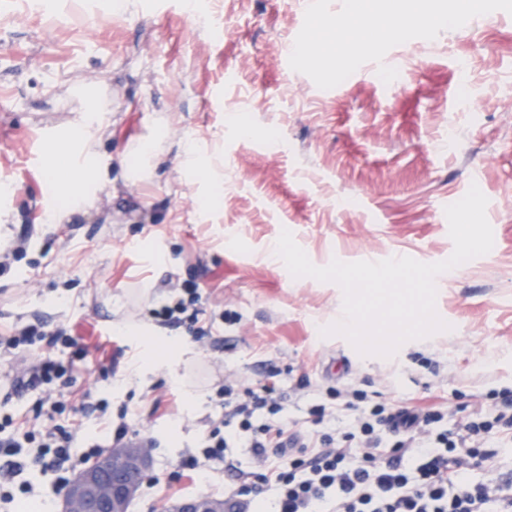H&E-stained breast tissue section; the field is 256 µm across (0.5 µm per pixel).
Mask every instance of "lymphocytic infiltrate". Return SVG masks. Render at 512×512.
Here are the masks:
<instances>
[{"label":"lymphocytic infiltrate","mask_w":512,"mask_h":512,"mask_svg":"<svg viewBox=\"0 0 512 512\" xmlns=\"http://www.w3.org/2000/svg\"><path fill=\"white\" fill-rule=\"evenodd\" d=\"M186 299L159 310L164 327L182 326L195 341L210 331L199 324V286L186 290ZM86 350L78 339L59 328L52 332L24 327L6 337L7 349L24 351L35 341ZM222 412L218 426L206 435L201 454L185 456L180 470L205 478L209 462L226 459L229 441L223 426L237 425L239 441L262 461L255 471H236L227 501H246L264 493L275 498V512H512V481L491 478L472 482L467 470L472 458H492L499 435L512 431V398H504L496 414L472 422L465 435L453 438L441 429L437 410L402 413L381 403H368L363 390L350 387L341 396L354 418L338 432L323 430L326 409L311 406L313 428L291 433L271 425L270 417L284 410V397L270 388H245L236 393L227 386L218 393ZM76 431L61 425L48 428L35 454L18 459L15 436L0 437V454L10 461L0 466V500L10 503L16 494H28V485L11 492L10 484L26 467L53 469L70 461Z\"/></svg>","instance_id":"f902f5d3"}]
</instances>
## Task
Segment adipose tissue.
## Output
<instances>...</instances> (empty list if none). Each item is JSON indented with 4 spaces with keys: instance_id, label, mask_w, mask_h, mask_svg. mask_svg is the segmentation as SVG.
<instances>
[{
    "instance_id": "obj_1",
    "label": "adipose tissue",
    "mask_w": 512,
    "mask_h": 512,
    "mask_svg": "<svg viewBox=\"0 0 512 512\" xmlns=\"http://www.w3.org/2000/svg\"><path fill=\"white\" fill-rule=\"evenodd\" d=\"M94 140L90 125L82 124L70 130L67 143L53 145L48 153L46 174L51 177L56 169H63L69 207L84 206L90 187L99 179ZM183 165L191 174L206 175L210 193L204 205L208 208L217 206L224 190V166L219 153L203 154L190 143L183 150Z\"/></svg>"
}]
</instances>
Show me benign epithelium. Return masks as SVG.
I'll list each match as a JSON object with an SVG mask.
<instances>
[{"mask_svg": "<svg viewBox=\"0 0 512 512\" xmlns=\"http://www.w3.org/2000/svg\"><path fill=\"white\" fill-rule=\"evenodd\" d=\"M151 467L147 444L116 445L67 483L59 512H130ZM174 512H230V505L199 495L179 502Z\"/></svg>", "mask_w": 512, "mask_h": 512, "instance_id": "7a95c632", "label": "benign epithelium"}]
</instances>
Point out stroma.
Masks as SVG:
<instances>
[{"label":"stroma","instance_id":"1","mask_svg":"<svg viewBox=\"0 0 512 512\" xmlns=\"http://www.w3.org/2000/svg\"><path fill=\"white\" fill-rule=\"evenodd\" d=\"M305 11L299 0H8L0 7V247L23 254L0 273V336L34 324L71 329L89 348L72 397L56 410L21 386L0 346V424L40 435L41 421L78 429L72 450L113 445L126 419L149 442L152 469L131 512H170L195 495L220 498L230 480L171 476L200 452L220 418L225 379L298 391L285 404L292 431L326 408L348 416L331 389L354 385L396 408L444 412L459 431L476 411L512 395V15L495 11L433 40L393 47L384 83L368 62L334 88L284 71ZM101 104L90 116L87 103ZM91 122L101 168L90 206L47 223L64 203L44 174L46 143ZM150 172L134 181L141 146ZM219 146L220 206L181 167L187 143ZM488 199L494 245L437 280L446 331L404 343L390 358L321 337L343 294L293 278L265 258L289 230L310 261L422 263L453 252L444 209L470 185ZM203 290L201 325L220 347L165 329L152 313L186 286ZM134 333H125V326ZM100 400L106 416L86 411ZM18 512L57 507L59 472L27 470Z\"/></svg>","mask_w":512,"mask_h":512}]
</instances>
